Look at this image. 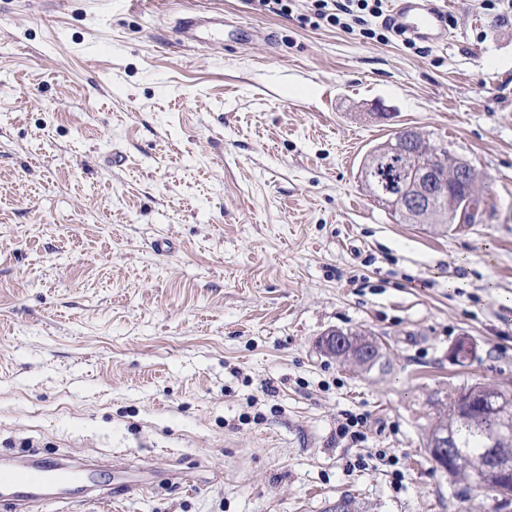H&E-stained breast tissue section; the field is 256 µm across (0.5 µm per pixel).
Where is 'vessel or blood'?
Masks as SVG:
<instances>
[{
	"mask_svg": "<svg viewBox=\"0 0 512 512\" xmlns=\"http://www.w3.org/2000/svg\"><path fill=\"white\" fill-rule=\"evenodd\" d=\"M388 22L410 37L427 43L446 39L445 17L435 0H394ZM174 29L182 42L207 47L224 32L220 16L204 17L195 12L176 15ZM97 465L74 458L38 459L33 466H14L0 470V499L9 512H37L46 500L45 489L51 484H64L56 496L65 512H84L85 504L104 498L98 482Z\"/></svg>",
	"mask_w": 512,
	"mask_h": 512,
	"instance_id": "vessel-or-blood-1",
	"label": "vessel or blood"
}]
</instances>
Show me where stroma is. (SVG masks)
Here are the masks:
<instances>
[{
    "mask_svg": "<svg viewBox=\"0 0 512 512\" xmlns=\"http://www.w3.org/2000/svg\"><path fill=\"white\" fill-rule=\"evenodd\" d=\"M438 3L415 49L246 0H0V458L108 461L87 512H495L426 444L458 388L512 389V9ZM183 11L252 34L179 42ZM407 126L484 177L475 223L367 191ZM356 333L358 335L360 333ZM350 333L343 332L339 329H332L326 332L320 340L319 347L336 356V350L343 352L349 358H353L364 364H370L379 356V344L371 336H355ZM382 355L380 354L377 361L368 365L372 368L380 363Z\"/></svg>",
    "mask_w": 512,
    "mask_h": 512,
    "instance_id": "obj_1",
    "label": "stroma"
}]
</instances>
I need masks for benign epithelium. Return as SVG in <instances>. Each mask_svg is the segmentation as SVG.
Masks as SVG:
<instances>
[{
	"instance_id": "7a95c632",
	"label": "benign epithelium",
	"mask_w": 512,
	"mask_h": 512,
	"mask_svg": "<svg viewBox=\"0 0 512 512\" xmlns=\"http://www.w3.org/2000/svg\"><path fill=\"white\" fill-rule=\"evenodd\" d=\"M476 170L465 160L459 161L448 178L439 176L430 166L415 165L402 175L403 191L396 198L400 209L415 224L425 223L430 212L438 209L443 196L452 195V184L460 180L475 191ZM319 347L334 355L343 354L364 364H370L379 356L378 342L371 336H355L339 329L326 332L320 340ZM498 436L487 457L499 477L497 487V512H512V424L497 423ZM428 452L435 465L446 473H451L455 458V445L448 435V429L431 432L428 440Z\"/></svg>"
}]
</instances>
